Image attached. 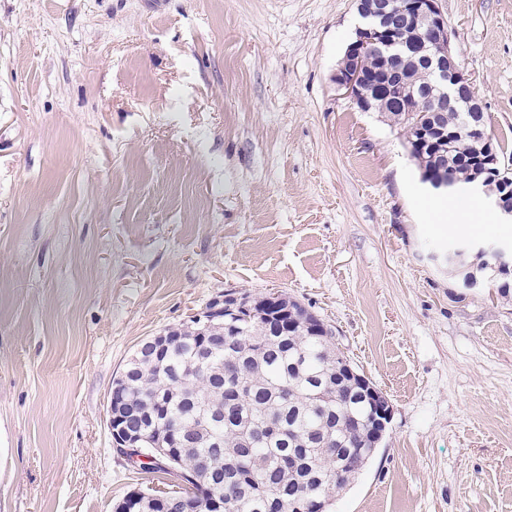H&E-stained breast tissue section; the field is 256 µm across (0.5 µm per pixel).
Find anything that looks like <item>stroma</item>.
<instances>
[{
	"instance_id": "1",
	"label": "stroma",
	"mask_w": 512,
	"mask_h": 512,
	"mask_svg": "<svg viewBox=\"0 0 512 512\" xmlns=\"http://www.w3.org/2000/svg\"><path fill=\"white\" fill-rule=\"evenodd\" d=\"M512 167V0H438ZM355 0H0V512H114L168 475L106 425L138 344L287 294L388 397L333 512H512V301L437 246L407 134L334 76Z\"/></svg>"
}]
</instances>
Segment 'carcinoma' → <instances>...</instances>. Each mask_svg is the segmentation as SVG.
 <instances>
[{
	"instance_id": "cac0c4a2",
	"label": "carcinoma",
	"mask_w": 512,
	"mask_h": 512,
	"mask_svg": "<svg viewBox=\"0 0 512 512\" xmlns=\"http://www.w3.org/2000/svg\"><path fill=\"white\" fill-rule=\"evenodd\" d=\"M413 76L406 56L374 66V90ZM411 118L400 104L388 117L407 132L410 153L422 172H442L470 182L474 147L456 140L448 157L441 143L419 140L416 122L432 118L428 102H416ZM462 112L435 117L447 129L463 126ZM242 332L217 321L188 320L172 330L179 337L165 360L139 353L127 360L129 379L112 386L142 412L149 439L171 445L178 429L187 446L177 467L190 477L193 512H330L336 495L365 469L377 446L374 418L359 382L345 375L331 328L304 326L314 320L300 303L280 294L240 292ZM364 426L351 427L353 418ZM141 512H162L154 494L141 493Z\"/></svg>"
}]
</instances>
